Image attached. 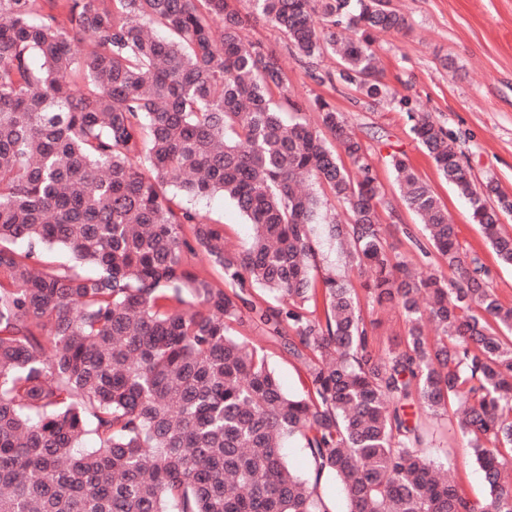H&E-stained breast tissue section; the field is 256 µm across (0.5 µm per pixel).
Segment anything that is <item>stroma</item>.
Masks as SVG:
<instances>
[{"label":"stroma","mask_w":512,"mask_h":512,"mask_svg":"<svg viewBox=\"0 0 512 512\" xmlns=\"http://www.w3.org/2000/svg\"><path fill=\"white\" fill-rule=\"evenodd\" d=\"M387 6L404 15L411 26L406 34H379L375 44L391 93L408 96L415 111L429 113L448 129L475 183L492 179L512 195V0H387ZM244 35L283 61L292 100L331 101L365 144L374 174L392 205L385 221L394 227L392 241L398 253L418 263L441 262L435 253L422 257L413 244L424 232L402 205L389 166L390 156L402 153L447 207L461 250L479 256L490 268L491 288L504 305L512 306V266L496 259L478 225L471 222L465 200L415 140L407 113L393 104H366L353 87L335 81V58H297L285 35L270 23L250 21ZM188 204L223 224L235 245L247 246L252 227L229 199L215 194L189 199ZM362 308L372 323L374 352L386 353L404 335L403 317L367 299ZM425 424L431 438L429 453L449 460L461 489L477 502H486L483 472L467 438L446 419L429 418Z\"/></svg>","instance_id":"35a3bbf8"}]
</instances>
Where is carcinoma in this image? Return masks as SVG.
<instances>
[{
    "instance_id": "1",
    "label": "carcinoma",
    "mask_w": 512,
    "mask_h": 512,
    "mask_svg": "<svg viewBox=\"0 0 512 512\" xmlns=\"http://www.w3.org/2000/svg\"><path fill=\"white\" fill-rule=\"evenodd\" d=\"M245 2L0 0V512H332L287 437L347 512H512V307L403 154L401 202L444 265L395 252L365 144L323 98L316 123L296 117L278 58L243 35L255 16L302 58L336 56L375 104L389 89L374 43L407 19L382 0ZM397 103L512 265V198L476 186L448 131ZM214 193L254 226L248 248L183 203ZM318 225L404 316L385 356L353 283L315 273ZM199 255L222 283L192 270ZM235 323L277 342L306 394ZM424 417L468 438L485 505L426 454Z\"/></svg>"
}]
</instances>
